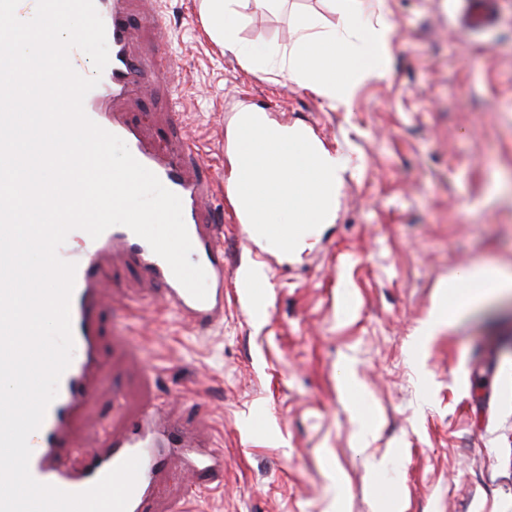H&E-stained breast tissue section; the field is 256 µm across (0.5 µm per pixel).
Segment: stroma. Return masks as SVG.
I'll use <instances>...</instances> for the list:
<instances>
[{
	"label": "stroma",
	"instance_id": "obj_1",
	"mask_svg": "<svg viewBox=\"0 0 512 512\" xmlns=\"http://www.w3.org/2000/svg\"><path fill=\"white\" fill-rule=\"evenodd\" d=\"M159 4L174 74L149 75L122 106L157 142L188 136L199 170L228 178L235 116L251 105L352 170L335 222L298 255H256L225 222L222 325L197 330L160 308L131 318L123 297L151 289L112 263L122 297L100 314L86 423L112 422L117 397L128 418L170 397L224 450L223 476L168 482L146 512H512V294L417 342L450 275L512 266V0H493L494 22L465 36V0H385L389 73L337 110L221 50L197 0ZM240 10L258 48L289 45L299 13L338 23L327 0ZM255 266L264 280L243 285Z\"/></svg>",
	"mask_w": 512,
	"mask_h": 512
}]
</instances>
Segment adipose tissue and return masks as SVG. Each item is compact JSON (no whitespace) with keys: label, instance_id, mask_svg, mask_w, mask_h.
Masks as SVG:
<instances>
[{"label":"adipose tissue","instance_id":"ef3b65f1","mask_svg":"<svg viewBox=\"0 0 512 512\" xmlns=\"http://www.w3.org/2000/svg\"><path fill=\"white\" fill-rule=\"evenodd\" d=\"M240 0H200L203 23L212 40L222 49L246 57L253 51L239 37L242 15ZM340 19L333 29H325L314 15L295 19L292 45L265 53L266 64L288 74L296 82L313 89L333 109L349 107L358 87L365 80L384 77L381 66L371 65L370 57H384L392 29L385 20L359 29L360 0H336ZM512 289V273L494 266H477L451 276L446 294L440 295L423 329L433 336L441 324L473 308L492 295Z\"/></svg>","mask_w":512,"mask_h":512}]
</instances>
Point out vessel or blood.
Listing matches in <instances>:
<instances>
[{"label": "vessel or blood", "instance_id": "obj_1", "mask_svg": "<svg viewBox=\"0 0 512 512\" xmlns=\"http://www.w3.org/2000/svg\"><path fill=\"white\" fill-rule=\"evenodd\" d=\"M129 2L94 0L106 28L109 63L99 84L86 95L84 110L100 127L123 139L132 156L180 197L193 246L190 259L206 272L207 297L195 299L177 281L166 261L125 226H112L95 239L85 231H71L59 255L77 265L70 301L73 357L60 378L56 398L29 444L32 476L71 493L88 489L126 458L140 456L141 468L127 512H143L171 457H179L194 480L201 474L222 473L224 453L185 428L170 414L165 401L143 404L121 432L105 428L101 433L78 438L77 428L96 392L93 374L99 363L98 316L109 301L105 269L112 260L126 261L156 288L155 299L163 307L199 329L220 325L224 321V250L219 243L220 227L210 223L205 207L216 196L226 203L233 221L240 222L241 214L228 191L215 181L197 178L187 167L185 159L192 154L190 142H155L122 112V104L141 92L144 72L156 69L160 63L156 57L132 54ZM138 20L141 27L154 33L161 46H168L170 29L162 10L147 6Z\"/></svg>", "mask_w": 512, "mask_h": 512}]
</instances>
